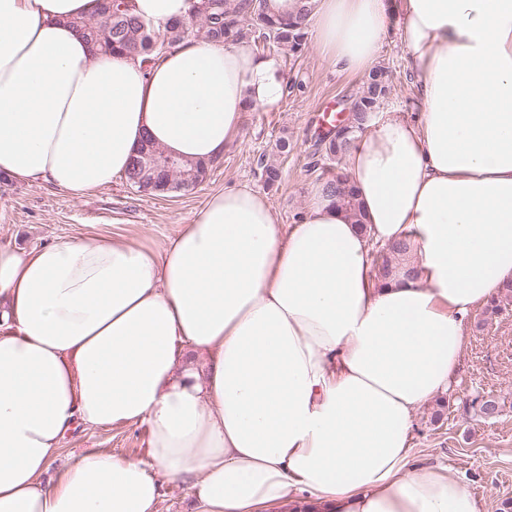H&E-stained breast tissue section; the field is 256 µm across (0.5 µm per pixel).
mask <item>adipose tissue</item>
Returning <instances> with one entry per match:
<instances>
[{"mask_svg": "<svg viewBox=\"0 0 512 512\" xmlns=\"http://www.w3.org/2000/svg\"><path fill=\"white\" fill-rule=\"evenodd\" d=\"M157 29L189 0H132ZM94 0H0V175L80 197L143 139L219 158L247 106L276 110L279 57L192 41L151 64L93 55ZM388 0H317L320 55L363 73ZM412 111L379 109L347 157L367 222L315 190L282 229L248 185L162 245H0V512H480L421 464L416 410L458 374L473 310L512 280V0H401ZM413 246L387 279L372 245ZM143 425L148 460L77 427ZM160 503L161 512H185L191 506L186 485L165 482Z\"/></svg>", "mask_w": 512, "mask_h": 512, "instance_id": "ef3b65f1", "label": "adipose tissue"}]
</instances>
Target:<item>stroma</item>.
<instances>
[{"instance_id":"obj_1","label":"stroma","mask_w":512,"mask_h":512,"mask_svg":"<svg viewBox=\"0 0 512 512\" xmlns=\"http://www.w3.org/2000/svg\"><path fill=\"white\" fill-rule=\"evenodd\" d=\"M400 25V13L391 12L378 60L390 72V90L381 102L385 108H407L415 96ZM281 61L288 90L278 110L242 113L238 136L201 184L151 194L132 189L118 175L111 185L76 197L44 182L0 181V244L33 250L63 240L113 236L159 245L188 223L211 194L238 184L265 191L280 224L299 223L318 186L319 174L309 167L321 132L318 115L350 106L364 76L337 71L312 45L302 56L285 55ZM282 138L292 145L285 155L276 148ZM262 155L275 160L281 171L279 183L270 189L257 164ZM481 318L478 311L471 316L470 339L447 395L448 406L433 401L422 406L414 416L412 440L421 463L447 467L449 476L467 483L481 512H498L504 499H512V301L488 325H481ZM477 395L493 396L500 415L483 419L465 413L464 400ZM97 448L146 459V429L117 425L80 430L68 439L62 455Z\"/></svg>"}]
</instances>
